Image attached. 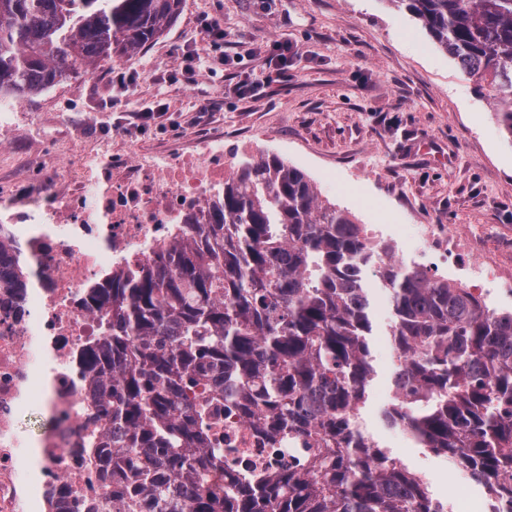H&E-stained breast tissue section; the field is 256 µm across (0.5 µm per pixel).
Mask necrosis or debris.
<instances>
[{"label": "necrosis or debris", "mask_w": 512, "mask_h": 512, "mask_svg": "<svg viewBox=\"0 0 512 512\" xmlns=\"http://www.w3.org/2000/svg\"><path fill=\"white\" fill-rule=\"evenodd\" d=\"M57 151L74 163L52 202L0 200V258L18 257L22 282L10 288L0 278V512H112L104 385L85 360L103 342L105 313L86 292L110 287L126 266L153 263L232 173L220 138L168 154L131 151L122 164L108 139ZM211 414L226 472L280 470L307 455L301 441L273 448L223 403Z\"/></svg>", "instance_id": "obj_1"}]
</instances>
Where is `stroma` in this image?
Returning <instances> with one entry per match:
<instances>
[{
	"instance_id": "1",
	"label": "stroma",
	"mask_w": 512,
	"mask_h": 512,
	"mask_svg": "<svg viewBox=\"0 0 512 512\" xmlns=\"http://www.w3.org/2000/svg\"><path fill=\"white\" fill-rule=\"evenodd\" d=\"M224 29L226 59L195 83H162L188 49L208 51L201 18ZM297 48L285 78L241 96L244 74H260L272 42ZM132 84L114 89L115 70ZM163 97V128H139L142 105ZM0 130V190L14 169L64 167L62 138L109 136L115 150L133 141L166 151L196 136L250 142L303 171L321 201L379 226L395 261L417 263L420 224H446L467 236L473 258L512 274V137L499 126L488 89L390 0H185L179 19L150 46L66 79L25 101ZM385 337L375 339L376 376L363 406L366 432L422 474L432 495L455 488L458 473L414 441L397 444L380 420L396 367Z\"/></svg>"
}]
</instances>
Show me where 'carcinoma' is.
I'll use <instances>...</instances> for the list:
<instances>
[{
  "mask_svg": "<svg viewBox=\"0 0 512 512\" xmlns=\"http://www.w3.org/2000/svg\"><path fill=\"white\" fill-rule=\"evenodd\" d=\"M185 0H0V99L23 101L153 43ZM488 85L512 135V0H390ZM112 278L101 366L116 512H443L424 478L356 426L375 376L372 282L399 366L385 426L512 503V311L377 257L349 212L276 155L242 157L202 222ZM224 400L307 466L211 482Z\"/></svg>",
  "mask_w": 512,
  "mask_h": 512,
  "instance_id": "cac0c4a2",
  "label": "carcinoma"
}]
</instances>
